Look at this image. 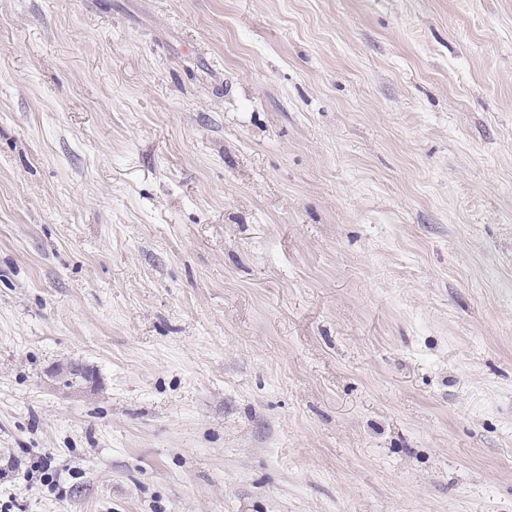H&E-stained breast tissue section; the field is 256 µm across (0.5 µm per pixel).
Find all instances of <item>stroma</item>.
Segmentation results:
<instances>
[{
	"instance_id": "stroma-1",
	"label": "stroma",
	"mask_w": 512,
	"mask_h": 512,
	"mask_svg": "<svg viewBox=\"0 0 512 512\" xmlns=\"http://www.w3.org/2000/svg\"><path fill=\"white\" fill-rule=\"evenodd\" d=\"M1 465L512 512V0H0Z\"/></svg>"
}]
</instances>
